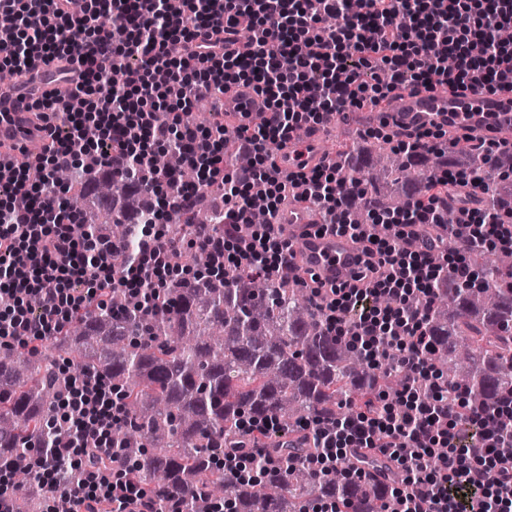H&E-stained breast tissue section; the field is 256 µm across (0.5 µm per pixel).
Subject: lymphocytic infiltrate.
<instances>
[{"mask_svg": "<svg viewBox=\"0 0 512 512\" xmlns=\"http://www.w3.org/2000/svg\"><path fill=\"white\" fill-rule=\"evenodd\" d=\"M7 54L0 64L26 74L33 58L56 63L72 77L71 101L26 99L27 122L44 139L33 158L19 144L0 143V346L39 342L108 290L125 289L134 305L153 306L176 283L193 284L176 256L184 244L168 234L172 213L193 210L204 189L224 184L223 235L200 233L203 270L221 274L260 267L271 276H297L322 309L331 335L355 344L373 360L399 350L409 381L397 406L378 405L333 425H311L317 450L308 462L365 475L367 452L387 457L406 474L393 494L401 512H512V432L496 429L500 410L469 406L465 393L442 384L422 360L428 325L418 299H431L448 275L472 283L465 263L469 241L512 249V219L496 220L478 208L462 212L463 233L440 264L428 247L404 246L406 236L435 221L442 187L467 184V169L444 166L437 191L407 212L378 215L386 236L344 220L351 180L326 161L308 172H283L272 149L303 122L321 123L347 107L379 106L402 87L497 91L512 83V44L497 40L512 25V0H0ZM384 65L385 75L375 74ZM373 70L372 80L361 78ZM122 72V83L112 81ZM241 83L262 94L268 117L237 130L251 172L224 170V125L196 127L182 111L201 97ZM179 152L200 178L183 183L176 172L153 171L154 148ZM95 157L99 171L124 172L129 183L153 187L155 222L144 231L134 261L116 266L95 236L74 237L60 218L63 198L53 183L62 167L79 169ZM265 196L269 213L287 199L315 204L318 231H333L365 245L350 279L335 283L296 265L291 244L274 224L254 226L248 242L235 229L249 223L251 197ZM41 305L31 310L30 296ZM390 306L380 307L376 296ZM64 389L55 416L69 430L59 457L79 478L62 482L53 467L29 461L47 494L63 493L73 512H153L128 478L130 461L116 458L112 430L125 417V399L103 377L58 366ZM436 388L428 399L418 386Z\"/></svg>", "mask_w": 512, "mask_h": 512, "instance_id": "obj_1", "label": "lymphocytic infiltrate"}]
</instances>
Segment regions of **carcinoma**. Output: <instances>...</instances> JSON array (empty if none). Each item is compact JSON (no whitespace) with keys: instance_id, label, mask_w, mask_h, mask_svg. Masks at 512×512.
Returning <instances> with one entry per match:
<instances>
[{"instance_id":"cac0c4a2","label":"carcinoma","mask_w":512,"mask_h":512,"mask_svg":"<svg viewBox=\"0 0 512 512\" xmlns=\"http://www.w3.org/2000/svg\"><path fill=\"white\" fill-rule=\"evenodd\" d=\"M341 123L343 138L326 155L360 186L347 210L352 223L367 224L377 212H399L411 194L425 195L446 153L471 159L481 196L448 190L435 236L459 223V204L465 201L512 212V177L504 169L508 155L500 148L512 139V127L496 137L455 132L448 151H431L424 162L414 149L361 133L355 138L348 121ZM224 153L233 172L250 166L232 136ZM86 163L81 176L61 171L56 188L77 215L75 231L102 237L121 266L140 234L112 207L124 178L100 180L92 172L93 159ZM223 205L222 189L206 191L194 213L174 214L170 234L186 237L194 224L223 232ZM467 265L478 275V286L463 288L450 275L438 284L432 302H417L428 319V346L421 357L442 379L464 389L469 402L501 404L512 399V250L473 245ZM397 356L390 351L372 362L353 344L328 334L308 289L256 269H236L192 286L175 284L144 312L116 288L106 304L88 306L47 343L0 347V462L36 454L55 463L54 445L66 428L53 416L60 381L52 368L66 360L123 390L126 416L112 432V443L133 462L129 478L154 497L157 512H210L211 504L223 499L234 505L233 512H306L316 498L336 501L339 512H396L389 488L401 484L402 475L385 459L368 458L364 479L349 482L341 470H315L305 457L313 446L309 422L349 419L373 398L398 401L407 378L396 366ZM246 413L274 418L287 438L252 449L259 468H265L266 456L280 462V470L259 483L236 482L215 466ZM14 474L30 485L14 498V512H42L43 494L31 486L32 473L19 467ZM170 486L195 496L174 511L165 497Z\"/></svg>"}]
</instances>
